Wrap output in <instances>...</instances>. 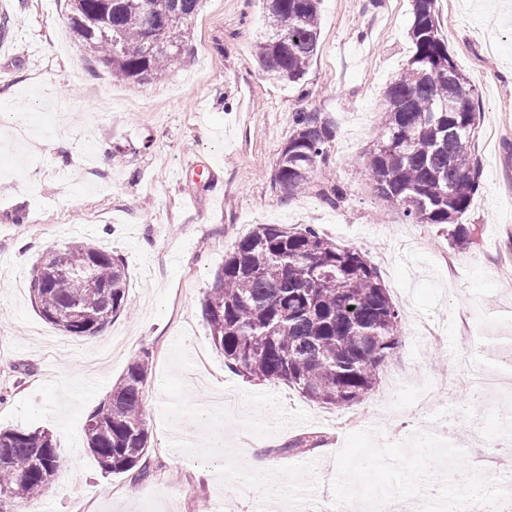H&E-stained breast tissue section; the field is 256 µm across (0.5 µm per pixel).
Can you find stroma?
<instances>
[{
  "mask_svg": "<svg viewBox=\"0 0 512 512\" xmlns=\"http://www.w3.org/2000/svg\"><path fill=\"white\" fill-rule=\"evenodd\" d=\"M2 11L13 29L0 40V196L10 201L0 215V428L51 431L64 461L29 512H78L82 502L91 512H217L227 499L251 512L255 500L286 507L296 497L324 512L350 433L369 429L387 445L428 432L468 454L504 435L501 397L475 410L467 389L444 378L466 354L479 372L512 357V0H437L448 52L481 112L483 188L462 218L472 235L461 251L444 226L383 206L364 163L386 88L410 55L412 0H323L319 50L295 83L272 79L253 52L262 0H203L188 57L165 81L141 84L87 57L67 0H0ZM296 112L329 118L336 136L328 174L290 195L272 175ZM194 159L219 171L217 190L188 171ZM334 184L345 191L335 206L324 198ZM256 224L312 225L388 257L379 271L404 315L387 363L396 388L382 378L361 402L336 408L225 366L202 303L225 253ZM75 239L119 256L128 277L130 314L93 336L61 331L29 298L37 263ZM462 311L479 331L465 345ZM418 319L439 325L441 352L416 336ZM145 351L149 469L135 481L101 471L83 425ZM190 414L200 421L191 432ZM215 430L226 450L218 461L204 446ZM308 432L320 447L288 451ZM249 449L267 472H248Z\"/></svg>",
  "mask_w": 512,
  "mask_h": 512,
  "instance_id": "obj_1",
  "label": "stroma"
}]
</instances>
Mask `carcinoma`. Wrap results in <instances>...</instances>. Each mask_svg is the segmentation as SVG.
I'll list each match as a JSON object with an SVG mask.
<instances>
[{"label": "carcinoma", "instance_id": "1", "mask_svg": "<svg viewBox=\"0 0 512 512\" xmlns=\"http://www.w3.org/2000/svg\"><path fill=\"white\" fill-rule=\"evenodd\" d=\"M81 0L68 17L85 53L113 77L157 82L188 52L200 0ZM437 0H413L411 55L389 84L379 136L366 158L377 198L416 224H447L466 248L461 223L481 188L472 153L475 92L441 37ZM321 0H266L265 32L254 45L264 71L303 78L318 51ZM274 184L292 195L326 169L334 125L297 112ZM127 274L111 252L73 241L33 270L30 299L48 322L73 336L93 335L129 310ZM203 313L214 347L231 369L282 382L302 397L343 407L366 397L399 345L403 315L377 267L360 250L336 244L311 225L257 224L224 257ZM150 357L135 358L86 420L87 447L108 474L146 472L148 426L142 410ZM320 444L307 433L288 442L303 453ZM62 467L48 430H0V500L22 512Z\"/></svg>", "mask_w": 512, "mask_h": 512}]
</instances>
